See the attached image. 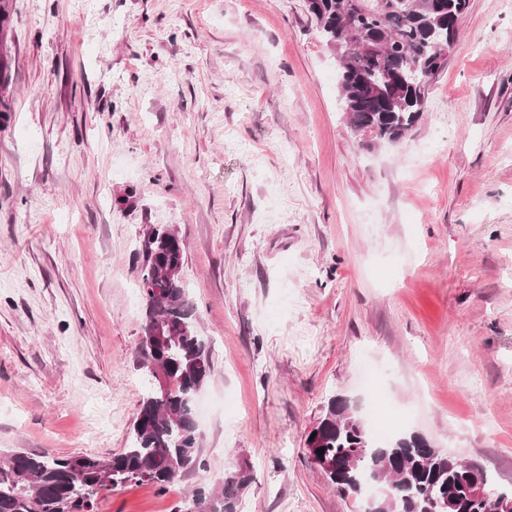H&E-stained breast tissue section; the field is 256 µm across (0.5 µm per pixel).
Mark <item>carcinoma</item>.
I'll use <instances>...</instances> for the list:
<instances>
[{"label": "carcinoma", "mask_w": 512, "mask_h": 512, "mask_svg": "<svg viewBox=\"0 0 512 512\" xmlns=\"http://www.w3.org/2000/svg\"><path fill=\"white\" fill-rule=\"evenodd\" d=\"M467 0H306V10L328 47H338L339 94L349 124L379 143H397L427 109L441 50L452 48ZM140 289L145 305L141 355L152 377L128 447L109 457L15 451L0 463V512H96L102 490L127 483L168 487L202 465L195 401L213 374L212 350L197 328L182 278L184 245L169 228H151L143 243ZM166 379L158 385V375ZM305 437L308 454L339 463L324 470L336 492L355 494L378 470L393 486L381 512H484L469 498L471 469L427 446L418 433L379 439L352 404L328 400ZM324 454H317V450ZM78 471L85 486L70 483ZM244 468L192 492L186 509L237 512L249 484Z\"/></svg>", "instance_id": "obj_1"}]
</instances>
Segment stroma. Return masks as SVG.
Masks as SVG:
<instances>
[{
  "label": "stroma",
  "mask_w": 512,
  "mask_h": 512,
  "mask_svg": "<svg viewBox=\"0 0 512 512\" xmlns=\"http://www.w3.org/2000/svg\"><path fill=\"white\" fill-rule=\"evenodd\" d=\"M0 23V459L111 456L150 387L138 288L176 231L213 375L202 467L98 512H360L304 438L381 409L512 485V0H468L401 143L354 131L305 0H8ZM249 482L247 469L228 468L221 480L195 489L182 512H188L187 509L191 508L195 509L191 512H237L239 494Z\"/></svg>",
  "instance_id": "1"
}]
</instances>
